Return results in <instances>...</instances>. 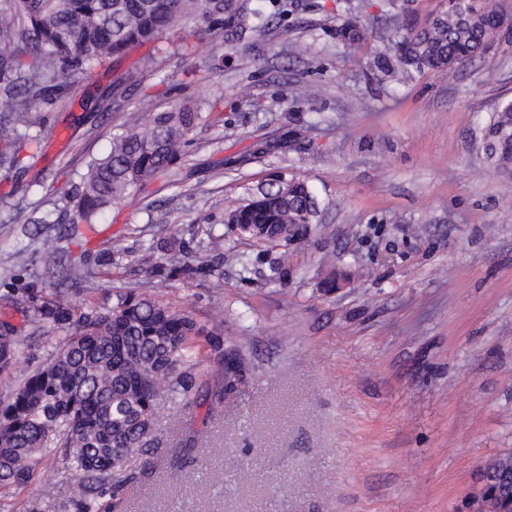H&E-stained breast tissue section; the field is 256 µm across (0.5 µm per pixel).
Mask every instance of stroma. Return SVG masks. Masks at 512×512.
Instances as JSON below:
<instances>
[{"instance_id": "35a3bbf8", "label": "stroma", "mask_w": 512, "mask_h": 512, "mask_svg": "<svg viewBox=\"0 0 512 512\" xmlns=\"http://www.w3.org/2000/svg\"><path fill=\"white\" fill-rule=\"evenodd\" d=\"M235 3L267 28L241 37L225 24L217 44L167 58L137 88L163 109L223 98L194 131L188 167L112 205L88 244L34 226L68 221L63 197L122 113L59 102L40 113L29 171L0 170V322L22 343L0 398L57 339L27 320L33 263H76L93 274L89 301L135 286L224 330L223 360L196 367L200 392L223 400L186 411L159 400L152 468L129 460L136 480L101 512H465L479 467L512 450V174L484 151L497 102L512 97V41L455 78L394 85L368 67L390 44L383 0ZM354 15L369 39L347 57L334 32ZM296 80L309 100L289 98ZM278 177L313 188L310 237L283 248L228 234L229 212ZM212 232L247 264L201 270ZM174 249L195 274L155 275ZM283 254L288 272L270 282ZM332 271L340 286L322 294ZM227 359L240 366L228 392ZM72 480L47 457L23 498L71 512Z\"/></svg>"}]
</instances>
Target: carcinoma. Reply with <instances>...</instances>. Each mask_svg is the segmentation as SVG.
<instances>
[{
  "mask_svg": "<svg viewBox=\"0 0 512 512\" xmlns=\"http://www.w3.org/2000/svg\"><path fill=\"white\" fill-rule=\"evenodd\" d=\"M384 15L395 33L394 52L374 57L373 66L392 81L412 73L455 74L483 57L502 29L491 20L488 0H463L431 14L419 28L408 22L406 3L386 0ZM244 33L266 24L264 15L234 11L233 0H0V168L22 169L24 151L39 144L34 113L57 104L78 79L148 47L144 71H155L170 55L167 35L192 23L199 40L214 42L225 18ZM368 29L356 16L336 27V44L356 53ZM136 83L118 73L93 99L95 111L119 110L111 93ZM203 118L192 99L158 112L138 103L112 136L107 154L91 159L65 211L66 237L93 229L103 210L143 191L185 161L190 136ZM486 155L496 168L512 173V100L497 104L486 131ZM317 202L303 180H276L229 213L231 231L257 224L261 243L300 241L316 223ZM210 270L224 272V235L210 234ZM89 273L45 263L39 281L51 293L32 297L30 321L64 335L47 361L0 400V490L26 487L45 453L74 472L69 506L97 512L133 475L122 462L154 453L155 403L160 397L185 408L196 388L194 368L200 329L192 312L175 309L130 289L108 306H87L81 284ZM16 330L0 325V372L17 355ZM54 441L52 449L48 441ZM486 489L496 501L512 497V451L489 460Z\"/></svg>",
  "mask_w": 512,
  "mask_h": 512,
  "instance_id": "cac0c4a2",
  "label": "carcinoma"
}]
</instances>
